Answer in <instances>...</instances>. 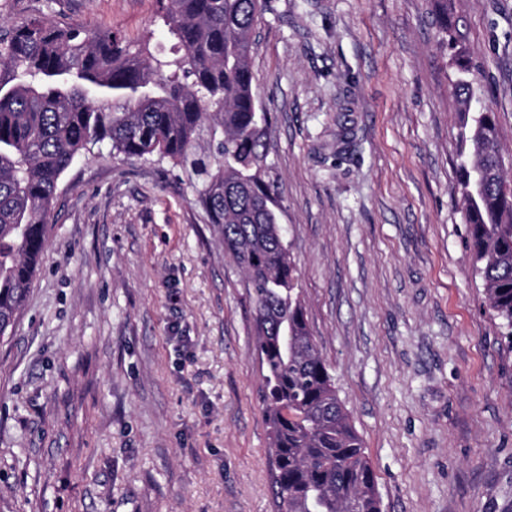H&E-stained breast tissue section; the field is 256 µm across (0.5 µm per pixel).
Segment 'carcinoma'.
Here are the masks:
<instances>
[{
	"instance_id": "cac0c4a2",
	"label": "carcinoma",
	"mask_w": 512,
	"mask_h": 512,
	"mask_svg": "<svg viewBox=\"0 0 512 512\" xmlns=\"http://www.w3.org/2000/svg\"><path fill=\"white\" fill-rule=\"evenodd\" d=\"M173 40L153 55L110 28L42 17L0 33V340L25 303L61 177L95 145L114 156L191 163L196 189L248 279L264 368L278 512H382L362 438L309 330L279 205L262 175L264 126L252 91V35L265 0H157ZM453 51L462 109L459 187L476 272L512 348V184L503 176L484 73L457 51L448 0H433Z\"/></svg>"
}]
</instances>
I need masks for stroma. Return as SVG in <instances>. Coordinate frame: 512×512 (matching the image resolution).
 Returning <instances> with one entry per match:
<instances>
[{"mask_svg":"<svg viewBox=\"0 0 512 512\" xmlns=\"http://www.w3.org/2000/svg\"><path fill=\"white\" fill-rule=\"evenodd\" d=\"M156 0H0L168 53ZM512 180V0H450ZM266 179L383 512H512V349L460 202L432 0H268ZM191 165L96 147L62 177L0 341V512H275L253 304Z\"/></svg>","mask_w":512,"mask_h":512,"instance_id":"stroma-1","label":"stroma"}]
</instances>
